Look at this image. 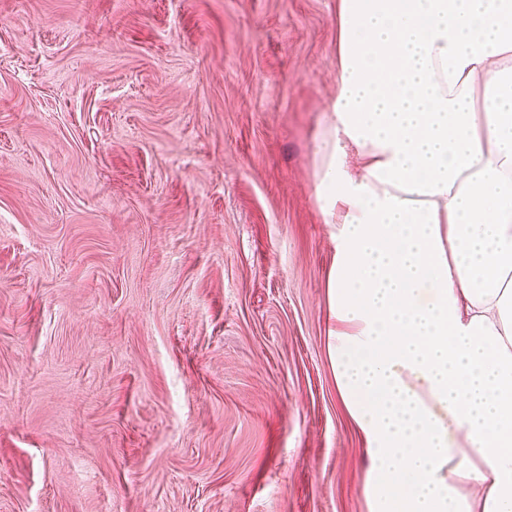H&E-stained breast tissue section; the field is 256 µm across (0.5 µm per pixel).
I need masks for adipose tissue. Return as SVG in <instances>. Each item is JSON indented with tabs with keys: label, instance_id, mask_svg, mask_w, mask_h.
I'll return each instance as SVG.
<instances>
[{
	"label": "adipose tissue",
	"instance_id": "adipose-tissue-1",
	"mask_svg": "<svg viewBox=\"0 0 512 512\" xmlns=\"http://www.w3.org/2000/svg\"><path fill=\"white\" fill-rule=\"evenodd\" d=\"M315 174L368 512H512V0H339Z\"/></svg>",
	"mask_w": 512,
	"mask_h": 512
}]
</instances>
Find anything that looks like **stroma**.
<instances>
[{"mask_svg": "<svg viewBox=\"0 0 512 512\" xmlns=\"http://www.w3.org/2000/svg\"><path fill=\"white\" fill-rule=\"evenodd\" d=\"M337 2L0 0V512H367Z\"/></svg>", "mask_w": 512, "mask_h": 512, "instance_id": "stroma-1", "label": "stroma"}]
</instances>
